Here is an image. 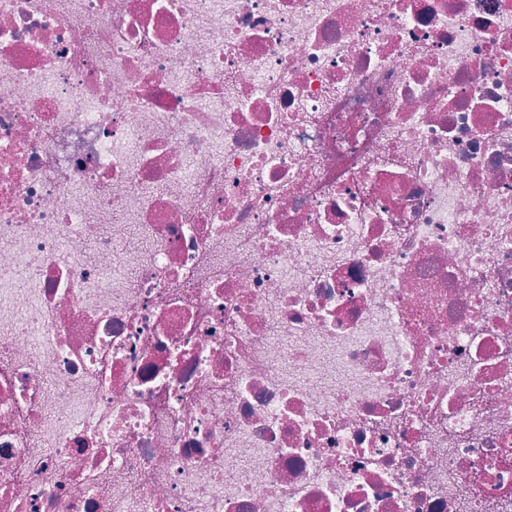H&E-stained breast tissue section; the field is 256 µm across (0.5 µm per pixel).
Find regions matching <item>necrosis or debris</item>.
<instances>
[{
	"mask_svg": "<svg viewBox=\"0 0 512 512\" xmlns=\"http://www.w3.org/2000/svg\"><path fill=\"white\" fill-rule=\"evenodd\" d=\"M0 512H512V0H0Z\"/></svg>",
	"mask_w": 512,
	"mask_h": 512,
	"instance_id": "necrosis-or-debris-1",
	"label": "necrosis or debris"
}]
</instances>
